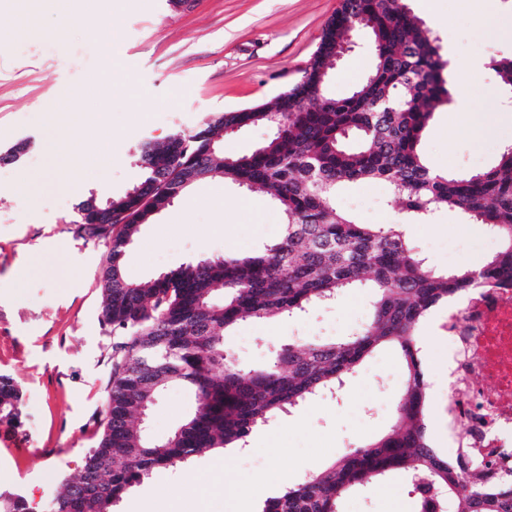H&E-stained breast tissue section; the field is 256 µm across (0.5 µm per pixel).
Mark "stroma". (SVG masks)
Here are the masks:
<instances>
[{
  "label": "stroma",
  "mask_w": 512,
  "mask_h": 512,
  "mask_svg": "<svg viewBox=\"0 0 512 512\" xmlns=\"http://www.w3.org/2000/svg\"><path fill=\"white\" fill-rule=\"evenodd\" d=\"M437 37L449 61L488 60L478 77L452 70V98L434 110L420 150L435 171L464 175L495 165L512 145V91L490 62L512 56V37L485 33L473 0H408ZM341 0H191L175 10L167 0H77L112 20L116 67L108 69L100 29L67 22L50 9L31 36L12 37L16 0H0V374L22 390L21 425H0V491L24 495L33 512H48L64 478L78 475L101 434L112 337L100 319V274L108 249L80 237L72 222L77 206L94 195L107 199L137 185L143 171L134 153L144 140L163 142L191 132L205 117L262 105L293 86L313 57L322 31ZM65 32L64 42L46 37ZM372 64L366 33L330 77L329 91L346 95ZM99 79L108 100L87 89ZM82 112L90 131L69 148L89 163L87 183L62 187L52 172L54 144L63 132L47 114ZM28 150L15 161L4 153L22 140ZM39 177L33 191L18 186L21 172ZM195 201L177 197L125 252L134 282L153 279L202 257L243 258L260 253L282 234L284 216L262 191L220 179L194 185ZM339 208L364 224H393L401 206L381 180L344 185ZM410 243L436 269L458 270L473 256L489 258L498 239L455 211L443 209L414 225ZM372 312L368 289L340 303L310 310L300 319L239 325L225 339L235 365L264 362L275 347L293 341L334 342L356 334ZM448 305L440 303L418 325L428 337L422 357L429 404L427 435L440 455L448 443V348L440 336ZM405 379L398 355L382 348L349 377L339 394L322 393L273 424L255 429L246 448L216 461L212 454L183 467L159 469L129 493L120 512L148 498L153 512H230L238 496L263 501L324 468L351 448L387 432ZM195 406L192 392L166 390L147 415L155 440L166 438ZM364 411L361 424L348 416ZM417 496L400 477L347 497L363 512H416Z\"/></svg>",
  "instance_id": "35a3bbf8"
}]
</instances>
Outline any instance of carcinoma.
Instances as JSON below:
<instances>
[{
	"mask_svg": "<svg viewBox=\"0 0 512 512\" xmlns=\"http://www.w3.org/2000/svg\"><path fill=\"white\" fill-rule=\"evenodd\" d=\"M366 25L373 65L349 95L336 97L319 70ZM309 81L260 112H225L187 135L139 147L141 185L148 201L112 199L115 218L84 199L78 235L110 245L102 269L101 324L112 335L111 375L96 446L83 470L64 479L53 512H118L123 498L157 468L175 469L217 448H244L252 430L323 392H339L363 360L393 349L408 376L390 430L352 448L322 470L267 499L261 512H343L344 498L395 474L406 476L419 512H512V477L492 482L461 452L441 457L425 435L427 384L417 326L439 302L473 286L474 271L441 272L411 246L396 224H362L336 208L346 181L384 180L406 224H421L439 209L493 232L501 249L481 262L484 282L512 280V147L499 163L467 175L436 174L419 151L436 105L450 100L442 73L448 62L437 39L405 0H345L326 24ZM512 89V57L493 62ZM265 125L272 136L234 158L217 152L227 129ZM196 170L256 186L282 210V236L256 256L201 258L145 283L124 272L126 243L166 210L181 173ZM369 285L372 315L364 329L332 343L285 345L247 371L227 360L226 332L247 321L294 318ZM187 385L195 409L163 442L149 440L137 418L174 385ZM21 390L0 375V423L20 424ZM0 512H32L19 492L0 493Z\"/></svg>",
	"mask_w": 512,
	"mask_h": 512,
	"instance_id": "carcinoma-1",
	"label": "carcinoma"
}]
</instances>
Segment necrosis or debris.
Instances as JSON below:
<instances>
[{"mask_svg": "<svg viewBox=\"0 0 512 512\" xmlns=\"http://www.w3.org/2000/svg\"><path fill=\"white\" fill-rule=\"evenodd\" d=\"M450 438L476 462L512 475V286L474 288L448 311Z\"/></svg>", "mask_w": 512, "mask_h": 512, "instance_id": "4bbe7bcc", "label": "necrosis or debris"}]
</instances>
